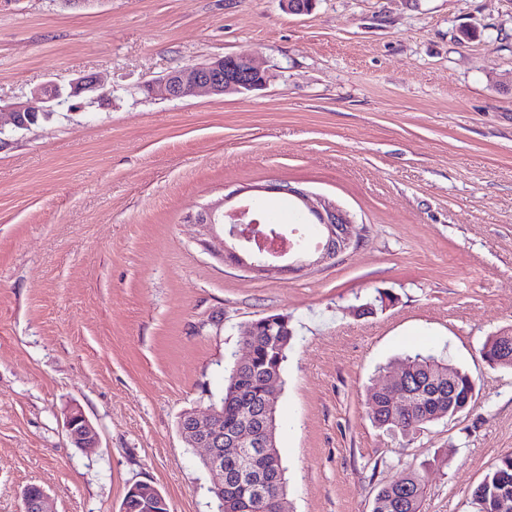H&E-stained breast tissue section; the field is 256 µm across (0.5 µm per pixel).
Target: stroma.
<instances>
[{
    "label": "stroma",
    "instance_id": "stroma-1",
    "mask_svg": "<svg viewBox=\"0 0 512 512\" xmlns=\"http://www.w3.org/2000/svg\"><path fill=\"white\" fill-rule=\"evenodd\" d=\"M251 54L246 95L171 100L143 81ZM95 74L102 102L0 137V512L31 484L55 512H120L144 481L170 512H218L208 411L251 322L285 314L276 399L290 512H372L428 462L421 512H473L512 452V370L482 359L512 327V0H0V105ZM286 181L350 213L334 264L258 279L198 240L189 214ZM393 306L355 310L378 293ZM464 367L475 395L410 445L369 419V389L414 350ZM80 407L100 444L64 425ZM452 457H445L446 449Z\"/></svg>",
    "mask_w": 512,
    "mask_h": 512
}]
</instances>
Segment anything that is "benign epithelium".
Returning a JSON list of instances; mask_svg holds the SVG:
<instances>
[{"label": "benign epithelium", "instance_id": "obj_1", "mask_svg": "<svg viewBox=\"0 0 512 512\" xmlns=\"http://www.w3.org/2000/svg\"><path fill=\"white\" fill-rule=\"evenodd\" d=\"M268 72L258 67L250 56H230L205 60L193 67L176 68L160 81L170 99L204 93L213 96L246 94L259 90L268 82ZM99 88L96 77L83 76L71 84L69 96L78 97ZM60 86L52 81L32 88L26 100L9 107L8 122L15 130H27L35 121L34 113L52 111L53 102L61 98ZM268 194H284L297 200L309 224L316 229L319 242L315 249H303L288 239L285 231H272L254 209V201ZM200 228V242L210 246L223 230L222 250L225 262L257 278L298 275L312 268L333 264L336 258L356 246L358 233L350 214L323 196L313 194L288 182H274L251 189H237L189 216ZM278 318L262 317L254 321L246 335L274 336ZM65 427L71 441L79 448H96L99 433L84 413L75 409L66 418ZM182 439L194 448H203L202 464L212 477L211 492L220 503V512H239L237 487L248 480L253 452L264 443L261 420L243 423L236 433L224 435V407H213L206 415L190 411L180 418ZM129 494L142 501L145 512H169L163 494L147 482L136 483ZM25 512H48V496L39 486L23 492Z\"/></svg>", "mask_w": 512, "mask_h": 512}]
</instances>
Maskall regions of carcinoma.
Instances as JSON below:
<instances>
[{
  "mask_svg": "<svg viewBox=\"0 0 512 512\" xmlns=\"http://www.w3.org/2000/svg\"><path fill=\"white\" fill-rule=\"evenodd\" d=\"M294 339L293 331L281 336H251L247 338L253 358L251 365L237 381L225 379L224 431L232 433L246 418L241 407L248 405L263 413L268 427L269 452H261L257 465L271 474L261 506L263 512H275L282 496L286 495V481L281 455L277 446L278 410L268 407L265 388L268 378L282 376L288 349ZM512 341V328L502 329L486 337L480 349L481 356L492 368L512 369V353L500 354L503 344ZM405 371L399 378L401 395L395 398L376 390L372 393L374 407L369 418L378 428L409 438L422 427L448 417V411L464 412L474 382L461 366L432 352L417 351L403 359ZM457 386L453 408H448V379ZM402 484L382 487L375 496L372 512H420L425 494L424 474L411 469L400 478ZM472 499L477 512H500L503 500L512 502V452L502 455L484 479L474 488Z\"/></svg>",
  "mask_w": 512,
  "mask_h": 512,
  "instance_id": "1",
  "label": "carcinoma"
}]
</instances>
